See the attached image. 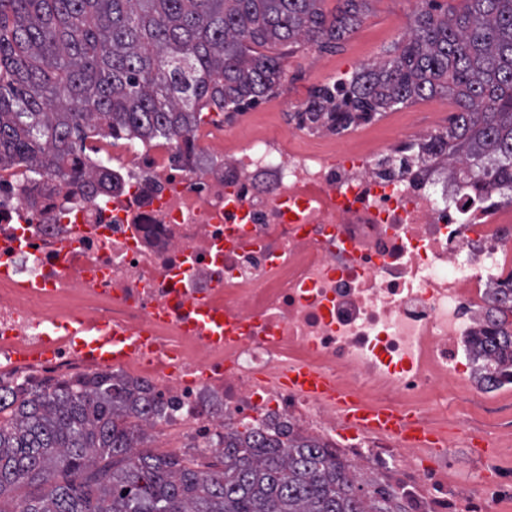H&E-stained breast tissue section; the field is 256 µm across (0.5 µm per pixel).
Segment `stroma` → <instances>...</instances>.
<instances>
[{
	"instance_id": "35a3bbf8",
	"label": "stroma",
	"mask_w": 512,
	"mask_h": 512,
	"mask_svg": "<svg viewBox=\"0 0 512 512\" xmlns=\"http://www.w3.org/2000/svg\"><path fill=\"white\" fill-rule=\"evenodd\" d=\"M417 0H370L358 29L343 40L320 48L302 43L286 48L293 69L273 94L225 115V125L232 128L233 142H241L257 132L278 130L284 118L280 107L288 96L309 98L311 92L327 83L350 77L363 65L385 60L409 28ZM458 106L448 97L419 99L401 109L375 116L368 124L372 138L386 136L395 127L408 124L412 129L442 131L448 128ZM448 418L472 421L482 430L483 441L493 434L512 429V394L499 392L490 402L476 404L457 393L448 395Z\"/></svg>"
}]
</instances>
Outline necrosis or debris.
I'll return each instance as SVG.
<instances>
[{"label": "necrosis or debris", "mask_w": 512, "mask_h": 512, "mask_svg": "<svg viewBox=\"0 0 512 512\" xmlns=\"http://www.w3.org/2000/svg\"><path fill=\"white\" fill-rule=\"evenodd\" d=\"M82 159L94 187L0 163V387L110 378L150 398L146 435L199 461L235 431L295 435L402 512L512 504V475L486 481L481 456L464 480L346 420L397 408L436 432L447 384L512 389L473 349L512 276V209L463 183L435 134L93 136ZM302 366L334 398L289 389Z\"/></svg>", "instance_id": "4bbe7bcc"}]
</instances>
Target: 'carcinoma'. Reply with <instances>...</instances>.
<instances>
[{"label":"carcinoma","mask_w":512,"mask_h":512,"mask_svg":"<svg viewBox=\"0 0 512 512\" xmlns=\"http://www.w3.org/2000/svg\"><path fill=\"white\" fill-rule=\"evenodd\" d=\"M0 0V161L92 184L81 167L94 134L182 137L200 106L237 112L281 85L265 45L323 44L357 29L368 0ZM337 97H311L300 120L343 129L430 96L459 107L440 139L460 178L512 204V0H419L393 55L354 74ZM480 339L489 380L512 378V277ZM112 379L0 389V512H399L317 442L224 436V467L197 470L140 449L139 424L117 412ZM65 481H55L56 473Z\"/></svg>","instance_id":"cac0c4a2"}]
</instances>
